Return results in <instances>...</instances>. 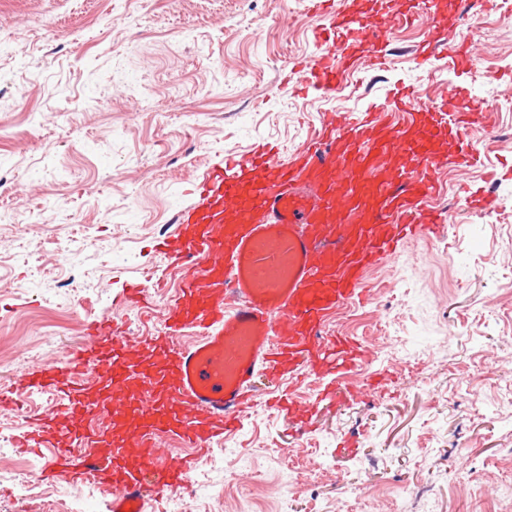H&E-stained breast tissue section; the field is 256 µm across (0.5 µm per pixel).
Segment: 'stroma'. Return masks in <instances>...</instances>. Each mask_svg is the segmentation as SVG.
I'll return each instance as SVG.
<instances>
[{"label": "stroma", "instance_id": "35a3bbf8", "mask_svg": "<svg viewBox=\"0 0 512 512\" xmlns=\"http://www.w3.org/2000/svg\"><path fill=\"white\" fill-rule=\"evenodd\" d=\"M369 14L407 15L395 33L423 40L458 12L433 16L425 0H341ZM312 0H0V393L29 370L64 366L107 316L136 336H163L177 289L194 263L171 268L154 227L193 199L225 154L261 143L280 158L303 147L322 113L348 122L415 88L440 110L468 88L512 125V48L485 49L479 69L447 61H386L388 79L360 99L373 72L358 68L332 95L305 88L297 63L318 51L323 22ZM246 111H238L239 101ZM228 119H221V112ZM473 125L474 165L438 166L452 196L442 238L408 241L370 269L359 298L331 315L327 332L361 344L365 360L340 375L343 395L317 404L309 374L279 389L281 415L258 403L241 429L214 443L160 512H512V150L491 152ZM495 181L492 208L466 192ZM150 288V305L122 303L126 283ZM70 309L47 329L49 303ZM55 394L0 400V433L20 437L26 414L56 415ZM36 454L0 455V512H29L17 498ZM57 512H106L112 491L34 479Z\"/></svg>", "mask_w": 512, "mask_h": 512}]
</instances>
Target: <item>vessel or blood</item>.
I'll return each mask as SVG.
<instances>
[{
	"instance_id": "1",
	"label": "vessel or blood",
	"mask_w": 512,
	"mask_h": 512,
	"mask_svg": "<svg viewBox=\"0 0 512 512\" xmlns=\"http://www.w3.org/2000/svg\"><path fill=\"white\" fill-rule=\"evenodd\" d=\"M329 28L339 42L318 40L317 54L301 70L302 82L327 94L360 57L386 58L385 17L361 19L339 9ZM440 50L453 67L466 66V51L449 34L428 37L416 56L426 61ZM395 107L404 118L423 112L427 120L390 131L366 112L345 128L326 113L327 138L293 159L228 154L205 174L194 202L178 216L193 225L192 234L179 231L162 242L175 261L198 268L171 315L174 329H199L191 346L144 340L133 355L110 321L90 326L89 345L73 352L68 366L75 370L92 359L106 367L115 405L138 422L139 446L173 439L201 447L240 423L263 377L308 362L331 311L357 294L368 267L392 255L402 238L443 232L419 207L429 189L423 172L436 162L437 137L445 138L449 153L464 152L462 132L456 119L426 109L415 95ZM392 156L407 165L386 179L381 172ZM53 389L69 400L68 428L77 446H89L82 432L84 390L62 380L55 367L30 371L15 392ZM56 429L53 419L36 418L26 436L53 450L45 477L111 487L108 512H149L150 500L183 485L194 465L189 458L172 467L149 455L132 469L130 450L120 442L111 456L77 459L55 446Z\"/></svg>"
}]
</instances>
